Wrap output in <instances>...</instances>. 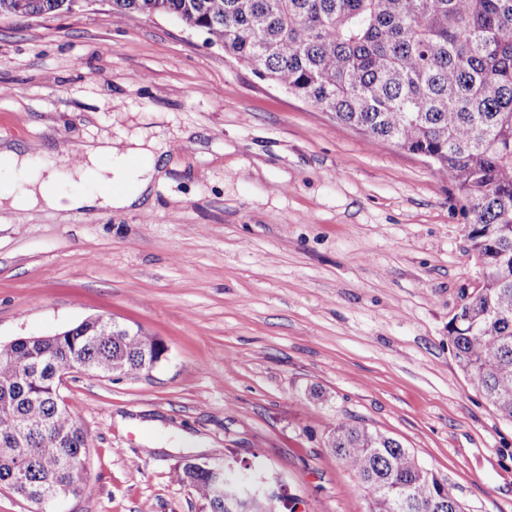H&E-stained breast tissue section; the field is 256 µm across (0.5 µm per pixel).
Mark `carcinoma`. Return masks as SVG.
Here are the masks:
<instances>
[{"instance_id": "carcinoma-1", "label": "carcinoma", "mask_w": 512, "mask_h": 512, "mask_svg": "<svg viewBox=\"0 0 512 512\" xmlns=\"http://www.w3.org/2000/svg\"><path fill=\"white\" fill-rule=\"evenodd\" d=\"M24 18L74 0H17ZM112 13L170 15L260 76L374 141L428 157L451 181L468 224L478 287L448 322L467 383L512 422V0H110ZM165 349L87 320L0 345V486L82 490L87 439L58 399L60 373L136 377ZM326 447L357 479L367 512H463L446 479L392 436L339 420ZM183 478L208 512H224L212 476Z\"/></svg>"}]
</instances>
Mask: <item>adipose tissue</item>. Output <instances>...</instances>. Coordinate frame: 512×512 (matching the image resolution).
<instances>
[{
  "label": "adipose tissue",
  "mask_w": 512,
  "mask_h": 512,
  "mask_svg": "<svg viewBox=\"0 0 512 512\" xmlns=\"http://www.w3.org/2000/svg\"><path fill=\"white\" fill-rule=\"evenodd\" d=\"M84 154L85 160L74 175L82 181H95L100 192L62 197L53 190L54 171L32 168L29 154L10 148L0 150V165L25 177V186L18 192L0 184V206L56 212L84 207L129 208L145 201L151 184L161 173L151 145L140 140L131 141L122 151L104 141L85 146Z\"/></svg>",
  "instance_id": "ef3b65f1"
}]
</instances>
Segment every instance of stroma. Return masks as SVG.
I'll return each instance as SVG.
<instances>
[{
	"label": "stroma",
	"instance_id": "35a3bbf8",
	"mask_svg": "<svg viewBox=\"0 0 512 512\" xmlns=\"http://www.w3.org/2000/svg\"><path fill=\"white\" fill-rule=\"evenodd\" d=\"M135 138L165 161L147 204L0 208V344L104 316L167 349L152 372L61 386L88 452L54 512H206L189 459L240 470L277 512H366L325 446L343 418L410 448L464 512H512V423L448 341L480 270L447 178L176 17L93 0L0 19V149L39 167L65 150L72 192L85 145Z\"/></svg>",
	"mask_w": 512,
	"mask_h": 512
}]
</instances>
